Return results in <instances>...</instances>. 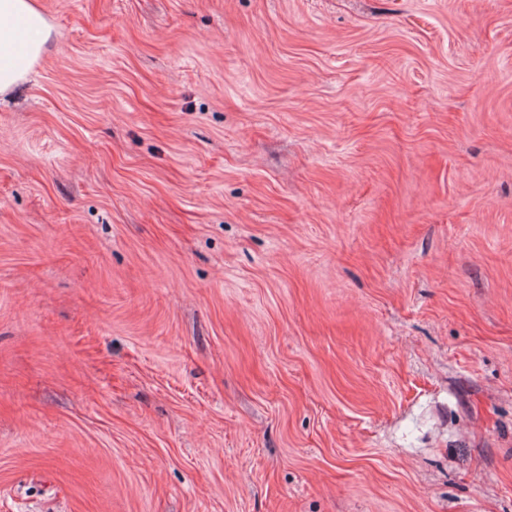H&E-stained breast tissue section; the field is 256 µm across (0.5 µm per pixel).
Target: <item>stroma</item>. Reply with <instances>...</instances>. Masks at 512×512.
I'll use <instances>...</instances> for the list:
<instances>
[{"label":"stroma","mask_w":512,"mask_h":512,"mask_svg":"<svg viewBox=\"0 0 512 512\" xmlns=\"http://www.w3.org/2000/svg\"><path fill=\"white\" fill-rule=\"evenodd\" d=\"M36 2L0 512H512V0Z\"/></svg>","instance_id":"35a3bbf8"}]
</instances>
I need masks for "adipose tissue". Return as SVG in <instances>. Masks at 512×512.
<instances>
[{
  "label": "adipose tissue",
  "mask_w": 512,
  "mask_h": 512,
  "mask_svg": "<svg viewBox=\"0 0 512 512\" xmlns=\"http://www.w3.org/2000/svg\"><path fill=\"white\" fill-rule=\"evenodd\" d=\"M49 36L50 26L35 0H0V94L26 77Z\"/></svg>",
  "instance_id": "1"
}]
</instances>
